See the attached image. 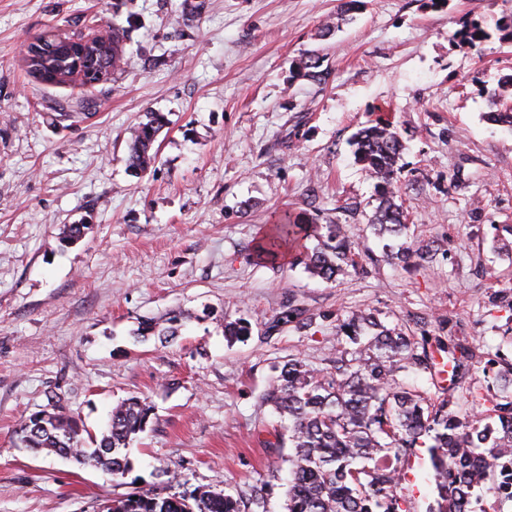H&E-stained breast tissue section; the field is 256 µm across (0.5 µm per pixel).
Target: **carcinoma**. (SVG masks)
<instances>
[{"label": "carcinoma", "mask_w": 512, "mask_h": 512, "mask_svg": "<svg viewBox=\"0 0 512 512\" xmlns=\"http://www.w3.org/2000/svg\"><path fill=\"white\" fill-rule=\"evenodd\" d=\"M463 41L476 45L490 38L479 21H468L457 32ZM69 32L53 27L37 41L54 44L62 39L75 44L101 43L108 46L105 79L126 59L120 48V29L98 34ZM299 67L312 80L321 79V59L309 55ZM91 65L80 61L57 64V84L87 87ZM492 104L504 105L512 95V75L488 91ZM166 125L164 117L149 112L135 126L128 140L130 166L146 171L156 161L154 144ZM355 155L369 175L382 184L379 203L369 227L378 237H401L408 230L407 216L397 202L399 189L395 171L403 148L400 133L391 121L378 118L355 135ZM312 237L309 248L304 240ZM295 250V261L307 272L327 282L361 265L363 256L340 224H310L300 215L285 213L275 221L272 232L257 245V257L275 259L282 246ZM434 251L431 243L402 246L388 256L402 263L413 257L426 260ZM182 317L169 318L170 326L158 329L151 324L140 335L153 334L168 339L177 334ZM339 331L357 344L350 351L336 350L331 371L309 368L298 358H290L270 385L265 403L288 422V456L291 479L286 491L287 512H399L407 502L401 476L393 462L415 449L425 448L433 470L437 498L429 512H476L489 477L498 483L512 481V366L497 372L503 388L492 396L468 391L472 411L461 413L450 402L432 405L419 393L402 386L397 376L407 368L424 372L437 363L424 352L417 353L410 337L389 328L371 312L351 315ZM448 390L466 383L470 368L480 363L474 349L462 341L448 343ZM152 407L139 397H130L113 410L108 428L96 441V448L83 447V432L77 419L60 405H52L49 417L31 414L16 430L21 447L46 449L81 466H92L112 479L124 477L130 461L124 453L132 437L144 431ZM102 512H238L229 495L197 489L186 495L141 489L114 499Z\"/></svg>", "instance_id": "1"}]
</instances>
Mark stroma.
Wrapping results in <instances>:
<instances>
[{"instance_id": "35a3bbf8", "label": "stroma", "mask_w": 512, "mask_h": 512, "mask_svg": "<svg viewBox=\"0 0 512 512\" xmlns=\"http://www.w3.org/2000/svg\"><path fill=\"white\" fill-rule=\"evenodd\" d=\"M184 2L0 0V512H95L140 487L286 512L289 449L262 396L288 358L328 370L356 311L430 351L459 338L512 364V128L490 121L487 95L512 75V40L452 38L512 0H360L326 39L341 0H199L191 17ZM115 25L129 65L89 90L86 116L53 124L72 90L29 76L25 46L53 26ZM313 51L321 84L294 68ZM383 110L405 145L409 237L449 247L406 269L368 226L378 182L351 145ZM148 112L166 126L140 173L128 140ZM284 211L342 224L370 261L330 284L288 254L257 259ZM291 306L307 326L276 325ZM173 311L187 316L175 339L136 340ZM240 318L251 334L228 342ZM482 362L468 384L497 390ZM131 396L154 415L123 479L17 445L21 419L51 403L98 437ZM401 464L417 485L407 512H429L426 449Z\"/></svg>"}]
</instances>
